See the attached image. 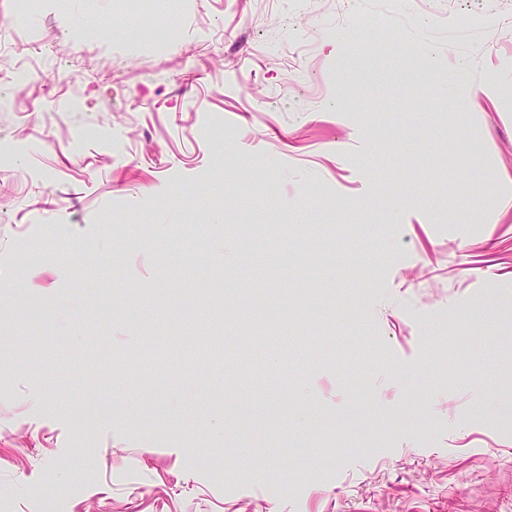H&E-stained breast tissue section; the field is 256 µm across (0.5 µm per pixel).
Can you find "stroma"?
Returning <instances> with one entry per match:
<instances>
[{
  "label": "stroma",
  "instance_id": "stroma-1",
  "mask_svg": "<svg viewBox=\"0 0 512 512\" xmlns=\"http://www.w3.org/2000/svg\"><path fill=\"white\" fill-rule=\"evenodd\" d=\"M147 3L0 0V512H507L512 0Z\"/></svg>",
  "mask_w": 512,
  "mask_h": 512
}]
</instances>
